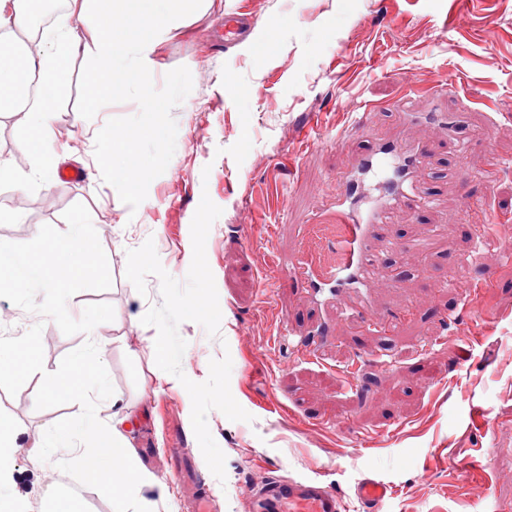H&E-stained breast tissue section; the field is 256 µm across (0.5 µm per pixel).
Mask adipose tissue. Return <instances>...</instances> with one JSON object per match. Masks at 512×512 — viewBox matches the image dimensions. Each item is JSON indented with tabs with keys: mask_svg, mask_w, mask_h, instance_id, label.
<instances>
[{
	"mask_svg": "<svg viewBox=\"0 0 512 512\" xmlns=\"http://www.w3.org/2000/svg\"><path fill=\"white\" fill-rule=\"evenodd\" d=\"M33 0H0V115L30 113L42 140L52 137L51 120L62 81L60 64L72 53L84 52L92 61L97 87L151 89L152 56L157 47L200 10L208 0H69L68 11L39 43L24 42L31 26ZM96 20L87 37H80L77 22L87 14ZM38 78V96L6 84L8 74ZM151 480L128 461L109 467L101 478L112 486L116 512H128L132 495Z\"/></svg>",
	"mask_w": 512,
	"mask_h": 512,
	"instance_id": "1",
	"label": "adipose tissue"
}]
</instances>
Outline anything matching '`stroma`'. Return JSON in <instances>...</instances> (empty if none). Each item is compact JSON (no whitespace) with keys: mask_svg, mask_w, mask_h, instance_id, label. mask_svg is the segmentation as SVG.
Returning a JSON list of instances; mask_svg holds the SVG:
<instances>
[{"mask_svg":"<svg viewBox=\"0 0 512 512\" xmlns=\"http://www.w3.org/2000/svg\"><path fill=\"white\" fill-rule=\"evenodd\" d=\"M255 21L247 43L224 39L226 15ZM151 97L112 95L95 87L84 54L70 57L56 102V152L39 153L24 115L0 118V338L12 348L0 357V505L9 512H113L100 478L112 461L79 464L73 444L38 453L50 432H63L93 402L103 420L113 403L128 415L122 427L139 465L157 480L133 499L130 512H192L181 462L207 465L191 424L188 392L155 362L156 330L141 319L160 304V281L139 294L125 276L128 250L153 240L162 266L185 281L192 259L191 222L202 195L221 208L206 257L222 313L219 336L193 321L178 331L186 341L182 369L205 381L209 362L230 356V390L252 422L207 415L226 456V479L207 476L217 512H250L249 487L274 477L316 478L348 498L371 476L397 493L379 512H512V232L475 247L464 220L474 200L499 220L512 217V0H213L162 43ZM460 76L461 93L442 87ZM423 88L416 112H463L453 149L446 131L410 121L396 102L409 86ZM374 106L370 123L352 113ZM321 122L315 146L299 131ZM109 163L98 158L108 140ZM428 145L424 186L433 207L392 213L395 248L382 232L375 308L391 331L365 330L335 307L309 304L300 285L272 288L265 261H289L302 239L318 194L335 203L351 160L381 141ZM503 166L486 183L487 147ZM85 169L74 185L57 179L61 163ZM41 179H32L35 168ZM281 187L278 227L261 222L269 203L258 186ZM86 224L84 245L96 257L79 268L61 258L53 270L70 313L42 308L43 275L34 229L45 237ZM489 282L471 300L474 281ZM327 320L338 342L315 359L276 350L281 325L294 335ZM471 344H464V337ZM104 346L88 358L89 340ZM458 367L449 358L459 347ZM360 355V389L345 369ZM486 424L474 427L475 408ZM366 444L351 445L352 430ZM183 449L182 461L168 449ZM474 480H467V473ZM489 496H482L483 484ZM167 495H160L159 485Z\"/></svg>","mask_w":512,"mask_h":512,"instance_id":"stroma-1","label":"stroma"}]
</instances>
